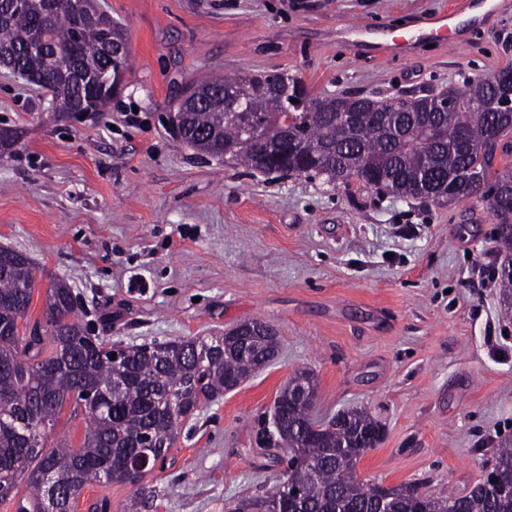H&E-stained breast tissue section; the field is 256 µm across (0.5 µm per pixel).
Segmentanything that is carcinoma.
I'll use <instances>...</instances> for the list:
<instances>
[{
  "label": "carcinoma",
  "mask_w": 512,
  "mask_h": 512,
  "mask_svg": "<svg viewBox=\"0 0 512 512\" xmlns=\"http://www.w3.org/2000/svg\"><path fill=\"white\" fill-rule=\"evenodd\" d=\"M13 0H0V65L50 94L63 119L79 106L98 115L121 93L129 67L128 52L107 54L109 37L123 36L120 24L95 0H54L41 24L14 17ZM43 49L31 51L35 41ZM492 86L479 77L463 91L444 95L486 103L512 95V67L498 70ZM311 102L305 133L311 149L291 146L288 132L281 149L270 152L255 136L252 120L291 100ZM409 112H392L381 100L344 94L313 96L300 81L291 82L284 100L268 77H208L187 85L175 114L182 135L177 141L223 157L248 170L321 176L334 185L355 181L368 188L382 181L398 196L447 201L483 195L469 183L448 177L476 169L504 198L494 213L497 243L505 253L502 300L512 308V119L482 109L438 111L434 95L412 96ZM439 126L438 139L431 127ZM14 128H0V153L18 144ZM504 165L495 167L497 160ZM34 288L30 258L0 246V499L20 482L28 495L16 512H71L78 493L106 480L138 484L144 474L129 466L145 441L151 463L164 464L180 425L199 407L224 395L275 359L279 342L264 321L250 320L220 336L153 341L112 347L91 335L76 312L77 302L63 280L45 293L44 319L29 322ZM318 380L310 369L296 371L277 402L282 433L288 436V466L305 486L296 499L271 493L243 502L232 512H512V499L498 497L483 480L466 493L436 497L411 485L387 487L358 477L360 460L380 443L381 425L364 409L352 408L322 422L312 414ZM71 405L86 422L79 446L69 441L45 448L47 430ZM497 481L512 484V440L501 441L491 467Z\"/></svg>",
  "instance_id": "1"
}]
</instances>
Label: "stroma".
<instances>
[{
  "instance_id": "stroma-1",
  "label": "stroma",
  "mask_w": 512,
  "mask_h": 512,
  "mask_svg": "<svg viewBox=\"0 0 512 512\" xmlns=\"http://www.w3.org/2000/svg\"><path fill=\"white\" fill-rule=\"evenodd\" d=\"M449 0H98L126 29L130 66L103 116L59 117L0 67V245L81 302L92 335L125 344L218 336L245 320L277 331L278 358L186 419L164 467L136 485L84 487L73 512H227L267 495L283 448L260 439L289 376L313 370L314 414L367 409L384 427L359 478L435 496L483 478L512 438V309L485 203L437 204L247 171L177 144L178 90L208 75L279 73L317 95L464 89L512 66V10L464 41L379 57L341 35L357 21L393 37Z\"/></svg>"
}]
</instances>
